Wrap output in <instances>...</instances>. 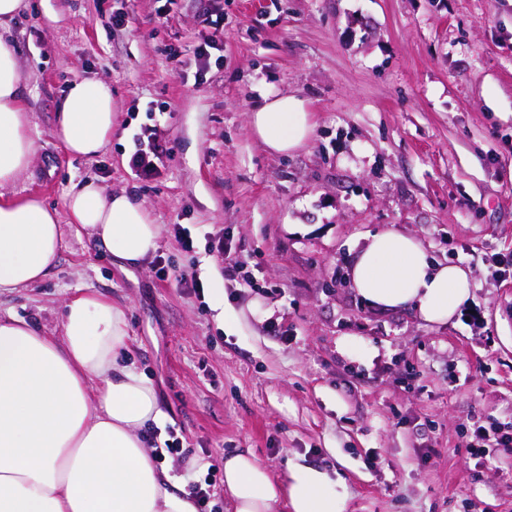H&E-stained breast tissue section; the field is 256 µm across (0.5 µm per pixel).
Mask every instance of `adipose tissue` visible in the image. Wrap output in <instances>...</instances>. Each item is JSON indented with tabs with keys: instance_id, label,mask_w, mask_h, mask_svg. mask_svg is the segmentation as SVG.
I'll return each mask as SVG.
<instances>
[{
	"instance_id": "ef3b65f1",
	"label": "adipose tissue",
	"mask_w": 512,
	"mask_h": 512,
	"mask_svg": "<svg viewBox=\"0 0 512 512\" xmlns=\"http://www.w3.org/2000/svg\"><path fill=\"white\" fill-rule=\"evenodd\" d=\"M24 0H0V188L32 166L25 83L9 45V23ZM111 85L73 80L56 117V134L75 158L100 154L112 141ZM249 127L270 153L299 149L313 116L294 95L262 96ZM72 224L124 264L158 247L160 228L145 202L93 179L71 189ZM59 214L35 196L0 198V291L38 284L55 267ZM349 281L380 310H414L445 323L468 299L471 273L435 262L414 235L395 227L370 234L352 260ZM125 311L92 292L68 300L60 334L15 315L0 316V512H197L147 447L142 430L164 412L154 387L126 362ZM224 491L234 512H343L335 482L323 471L290 465L278 478L251 449L225 455Z\"/></svg>"
}]
</instances>
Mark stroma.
Returning a JSON list of instances; mask_svg holds the SVG:
<instances>
[{
  "label": "stroma",
  "instance_id": "1",
  "mask_svg": "<svg viewBox=\"0 0 512 512\" xmlns=\"http://www.w3.org/2000/svg\"><path fill=\"white\" fill-rule=\"evenodd\" d=\"M210 14L222 43L201 70ZM9 37L37 155L0 193L62 212L93 178L136 192L161 236L123 268L62 213L57 265L1 293L0 315L57 334L79 293L122 305L157 439L181 442L161 459L176 486L249 448L280 477L327 472L344 512H512V447L476 453L474 434L512 425V0H28ZM85 76L111 84L117 119L77 159L55 121ZM262 94L305 100L306 146L275 156L252 135ZM144 127L168 147L146 178L129 165ZM389 225L471 270L448 322L348 285Z\"/></svg>",
  "mask_w": 512,
  "mask_h": 512
}]
</instances>
